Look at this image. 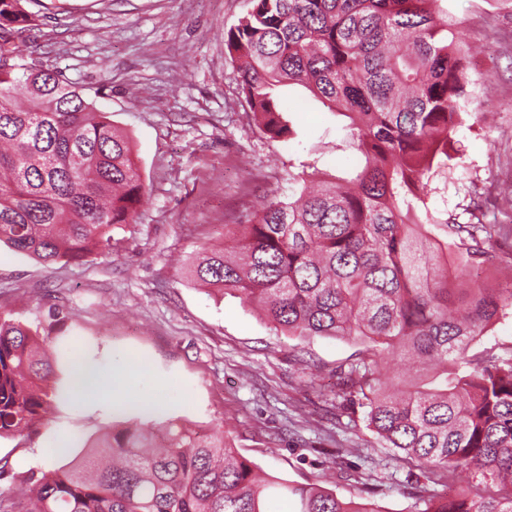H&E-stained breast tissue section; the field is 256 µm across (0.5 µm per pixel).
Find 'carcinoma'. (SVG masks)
<instances>
[{"label":"carcinoma","instance_id":"cac0c4a2","mask_svg":"<svg viewBox=\"0 0 512 512\" xmlns=\"http://www.w3.org/2000/svg\"><path fill=\"white\" fill-rule=\"evenodd\" d=\"M252 2L224 45L258 129L291 134L279 88L297 85L349 120L364 161L349 177L288 170L292 194L235 225L232 249L192 257L188 273L257 304L288 336L365 344L335 374L378 438L429 483L473 469L495 486L448 495L423 485L422 512H512V353L468 354L512 314V282L466 274L495 265L489 245L512 238L511 225L486 222L512 204V182L471 198L464 222L428 205L452 135L472 116L460 23L444 0ZM34 26L25 0H0V242L51 267L112 249L109 229L136 223L148 190L107 113L48 61L21 54ZM390 358L418 366L391 383ZM52 373L48 338L1 319L0 436L35 434L53 404L78 400ZM50 454L64 464L21 483L24 512H271V489L293 512H380L260 476L221 431L114 425L77 454L65 442Z\"/></svg>","mask_w":512,"mask_h":512}]
</instances>
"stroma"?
<instances>
[{
    "label": "stroma",
    "instance_id": "obj_1",
    "mask_svg": "<svg viewBox=\"0 0 512 512\" xmlns=\"http://www.w3.org/2000/svg\"><path fill=\"white\" fill-rule=\"evenodd\" d=\"M251 0H30L41 24L27 41L108 112L132 139L150 200L134 224L113 225L112 250L45 267L0 246V318L47 336L54 383L72 377V353L91 366L131 369L127 402L57 405L37 435L0 437V512H19L16 488L52 469L61 439L82 449L112 420L158 401V424L222 428L225 442L267 474L319 484L379 512H419L418 467L368 427L365 409L332 399L334 370L362 357L343 338L291 337L240 298L209 292L187 259L223 247L229 225L288 195V169L330 175L358 166L345 121L306 89L281 90L292 133L272 141L254 125L224 33ZM474 52L473 115L453 136L449 175L432 182L431 208L461 214L474 187L512 179V7L448 0Z\"/></svg>",
    "mask_w": 512,
    "mask_h": 512
}]
</instances>
